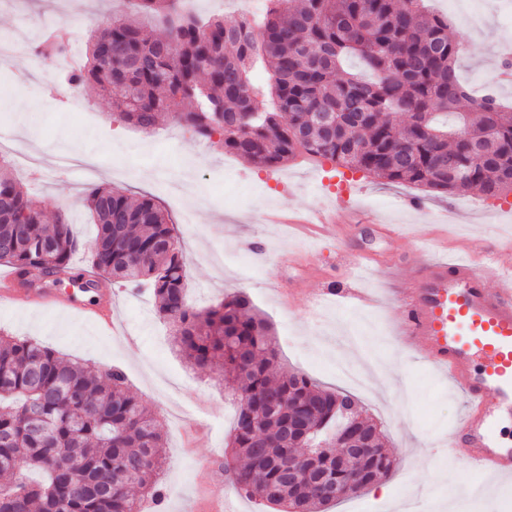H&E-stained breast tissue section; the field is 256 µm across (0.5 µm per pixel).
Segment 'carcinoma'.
Returning <instances> with one entry per match:
<instances>
[{
	"instance_id": "cac0c4a2",
	"label": "carcinoma",
	"mask_w": 512,
	"mask_h": 512,
	"mask_svg": "<svg viewBox=\"0 0 512 512\" xmlns=\"http://www.w3.org/2000/svg\"><path fill=\"white\" fill-rule=\"evenodd\" d=\"M269 2L254 20L204 19L185 0H127L123 15L98 19L89 65L66 81L109 96L115 121L151 132L172 115L258 168L306 153L439 197L512 192V112L491 94L471 99L448 18L421 0ZM153 18L165 27L161 40L142 34ZM69 47L53 34L35 45L40 55ZM258 61L271 73L267 86L252 78ZM448 113L462 131L440 122ZM9 168L0 157V262L22 279L72 276V223L63 212L46 223ZM85 206L97 229L96 275L147 287L175 326L177 350L196 367L222 368L238 403L224 474L239 495L266 502L276 489L282 512H327L345 495H318V480L363 491L392 471L382 430L349 394L300 372L275 375L272 327L245 296L187 302L186 256L153 199L96 186ZM0 376V473L12 476L0 484V512H141L142 498L159 496L163 435L119 368L95 374L34 340L1 335ZM350 418V447L365 440L368 453L301 452L305 432H334Z\"/></svg>"
}]
</instances>
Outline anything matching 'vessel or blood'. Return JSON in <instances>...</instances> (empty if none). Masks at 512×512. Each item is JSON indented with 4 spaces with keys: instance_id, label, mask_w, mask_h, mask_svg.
Returning <instances> with one entry per match:
<instances>
[{
    "instance_id": "1",
    "label": "vessel or blood",
    "mask_w": 512,
    "mask_h": 512,
    "mask_svg": "<svg viewBox=\"0 0 512 512\" xmlns=\"http://www.w3.org/2000/svg\"><path fill=\"white\" fill-rule=\"evenodd\" d=\"M401 334L465 399L448 432L449 456L486 488L512 486V265L467 259L420 266L401 299Z\"/></svg>"
}]
</instances>
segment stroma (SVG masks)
Instances as JSON below:
<instances>
[{"mask_svg": "<svg viewBox=\"0 0 512 512\" xmlns=\"http://www.w3.org/2000/svg\"><path fill=\"white\" fill-rule=\"evenodd\" d=\"M0 0V32H14L21 15L25 32L42 37L63 22L73 42L86 45L90 14L82 0ZM447 16L457 39L478 14L481 36L463 53L457 67L473 97L494 92L512 109V82L502 81L490 64L502 57L504 35L512 24V0H429ZM38 67L29 56H13L0 72L24 78L0 102V129L11 149L24 151L37 140L42 153L65 148L94 161L93 173L74 167L70 176L45 170L41 181L14 168L16 179L36 198L47 219L65 212L83 242L95 230L88 224L84 197L94 184L149 196L171 215L187 257V298L206 306L242 293L271 324L283 369L304 373L321 386L352 393L365 413L381 424L396 466L384 483L386 494L365 490L330 512H450L472 499L473 485L458 478L454 459L436 456L448 429L463 409L462 398L411 356L397 334L399 310L362 307L336 297L314 304L316 293L352 286L393 299L407 287L424 255H471L478 266L512 248V193L487 198L475 190L437 197L408 184L387 183L350 171L332 173L330 162L301 158L277 169H260L215 149L167 119L153 133L110 120V99L84 91L88 111L79 115L61 93L64 59L51 56ZM349 205L371 216L353 225L347 237L335 226L317 236L292 221L312 209ZM369 252L400 267L392 280L360 276L350 262ZM81 307L111 303L117 330L103 332L76 312L58 310L38 298L0 303V330L34 339L78 357L93 370L119 367L129 392L155 413L164 434L165 475L156 512H201L228 482L218 465L235 409L213 369L188 364L173 345V327L159 318L154 299L142 288L98 281L96 291L78 295ZM176 401L191 413L180 424L163 416Z\"/></svg>", "mask_w": 512, "mask_h": 512, "instance_id": "obj_1", "label": "stroma"}]
</instances>
